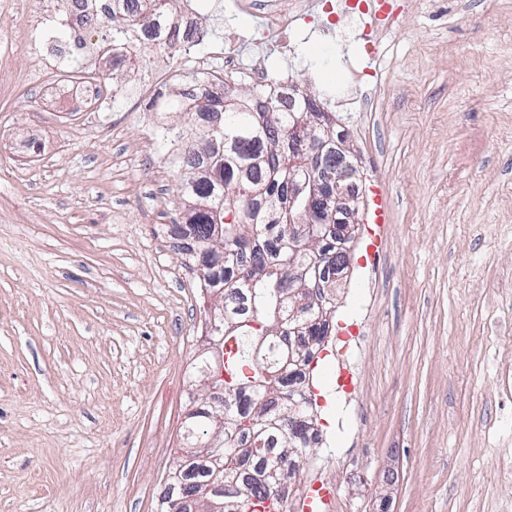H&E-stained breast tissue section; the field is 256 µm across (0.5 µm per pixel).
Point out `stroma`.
Here are the masks:
<instances>
[{"label":"stroma","instance_id":"obj_1","mask_svg":"<svg viewBox=\"0 0 512 512\" xmlns=\"http://www.w3.org/2000/svg\"><path fill=\"white\" fill-rule=\"evenodd\" d=\"M42 0H0V512H156L208 344L196 271L177 235V176L144 142L138 106L163 84L145 45L141 86L100 44L111 25L19 31ZM199 0L218 41L253 14ZM295 35L287 66L348 134L387 222L336 293L364 317L358 406L335 385L313 462L336 474L337 512H512V0H402L369 56L366 18ZM376 69L372 91L350 83ZM108 72L106 109L49 110L47 84ZM38 153H28V146Z\"/></svg>","mask_w":512,"mask_h":512}]
</instances>
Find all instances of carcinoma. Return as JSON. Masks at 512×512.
Here are the masks:
<instances>
[{"mask_svg":"<svg viewBox=\"0 0 512 512\" xmlns=\"http://www.w3.org/2000/svg\"><path fill=\"white\" fill-rule=\"evenodd\" d=\"M140 14H129L128 0H103L89 25L126 17L112 39V68L127 65L119 46L137 25L154 31L155 46L176 51L194 28L173 25L172 0H143ZM173 87L153 96L161 112H183L188 125L160 127L155 139L167 148L165 163L180 174L178 194L187 202L184 225L198 252H186L200 264L199 279L208 297H217L214 322L205 336L224 343V400L230 411L216 419L212 407L184 421L185 445L206 444L214 434L224 442L221 459L224 512H285L292 480L319 443L314 428L316 402L306 370L333 330L336 299L322 293L330 277L326 257L351 247L356 224H338L336 216L302 200L288 208V183L312 174L288 166V130L309 118L305 133L323 142L325 167L336 159V123L328 112H300L259 104L246 97L215 95L211 83L175 69ZM316 227L311 242L298 240L296 219ZM262 343L263 358L253 356ZM215 465L211 459L182 455L169 472L168 488L179 496L192 489L201 496L197 512H208L206 492Z\"/></svg>","mask_w":512,"mask_h":512,"instance_id":"obj_1","label":"carcinoma"}]
</instances>
